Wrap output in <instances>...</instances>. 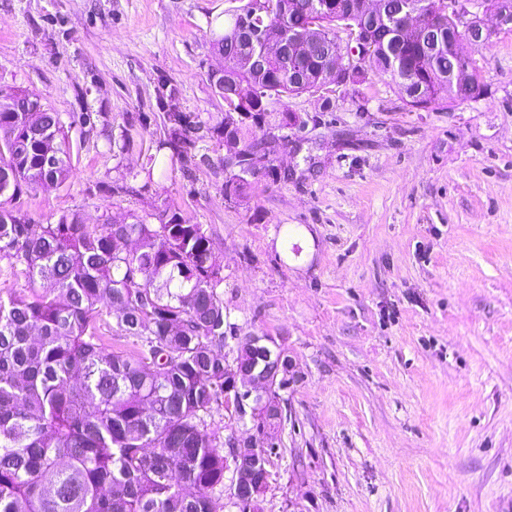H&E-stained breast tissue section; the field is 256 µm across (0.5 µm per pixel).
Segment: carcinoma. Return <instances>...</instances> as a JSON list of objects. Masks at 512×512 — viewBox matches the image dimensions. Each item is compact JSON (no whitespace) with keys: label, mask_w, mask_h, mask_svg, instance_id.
<instances>
[{"label":"carcinoma","mask_w":512,"mask_h":512,"mask_svg":"<svg viewBox=\"0 0 512 512\" xmlns=\"http://www.w3.org/2000/svg\"><path fill=\"white\" fill-rule=\"evenodd\" d=\"M239 0L226 9L211 47L224 58V114L213 124L168 112L167 136L139 171L144 185L179 162L207 160L213 141L224 149V197L251 195L255 180L278 173L245 159L266 129L286 147L299 117L269 111L321 89L322 56L340 48L344 28L370 35L368 67L386 74L413 109L474 99L486 86L476 61L456 59L448 19L433 0H386L377 18L340 0ZM256 28L274 26L305 55L295 77L254 58L240 13ZM259 86L253 111L236 118L241 91ZM323 90V89H321ZM326 88L322 106H334ZM144 132L112 137L115 156L141 148ZM0 261L21 288L0 289V512H216L224 486V452L206 418L224 404L222 269L200 224L164 209L159 223L131 215L88 224L78 212L38 224L13 206L25 192L65 185L71 177L60 113L0 112ZM120 313L117 327L104 319ZM133 336L140 346L114 351L106 334Z\"/></svg>","instance_id":"1"}]
</instances>
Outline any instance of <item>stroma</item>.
<instances>
[{
    "instance_id": "stroma-1",
    "label": "stroma",
    "mask_w": 512,
    "mask_h": 512,
    "mask_svg": "<svg viewBox=\"0 0 512 512\" xmlns=\"http://www.w3.org/2000/svg\"><path fill=\"white\" fill-rule=\"evenodd\" d=\"M224 0H0V87L72 119V176L15 206L41 224L162 209L202 225L223 268L224 345L270 336L293 376L273 436L263 512H512V32L476 60L487 92L431 111L368 73L333 110L301 94L274 111L307 126L272 145L287 178L224 197V151L151 186L140 170L165 133L161 81L180 111L215 123L210 23ZM91 113L86 130L76 117ZM146 122L140 151L112 137Z\"/></svg>"
}]
</instances>
